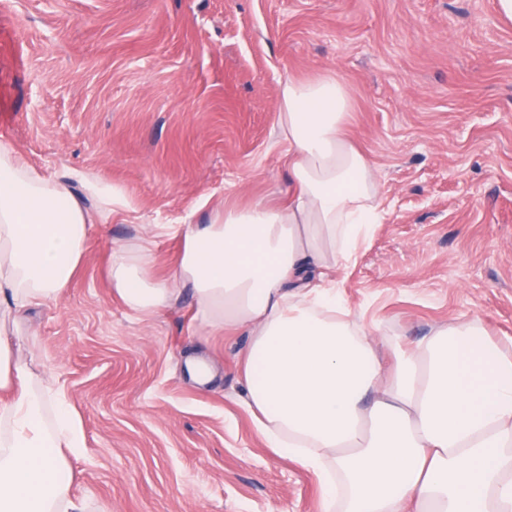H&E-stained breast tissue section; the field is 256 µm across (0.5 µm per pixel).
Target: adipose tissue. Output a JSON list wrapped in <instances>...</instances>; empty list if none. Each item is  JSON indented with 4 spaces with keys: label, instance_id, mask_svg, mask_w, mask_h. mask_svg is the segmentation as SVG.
Returning <instances> with one entry per match:
<instances>
[{
    "label": "adipose tissue",
    "instance_id": "obj_1",
    "mask_svg": "<svg viewBox=\"0 0 512 512\" xmlns=\"http://www.w3.org/2000/svg\"><path fill=\"white\" fill-rule=\"evenodd\" d=\"M277 102L287 204L175 227L182 251L163 279L149 238L115 248L114 294L142 318L187 297L204 334L247 332L241 402L268 448L317 476L316 512H512V353L467 316L410 343L359 324L336 271L368 242L381 198L346 134L348 86L290 78ZM80 183L0 143V512H83L71 493L81 420L17 344L27 313L69 287L91 226L134 208L112 185Z\"/></svg>",
    "mask_w": 512,
    "mask_h": 512
}]
</instances>
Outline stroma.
Segmentation results:
<instances>
[{
    "instance_id": "1",
    "label": "stroma",
    "mask_w": 512,
    "mask_h": 512,
    "mask_svg": "<svg viewBox=\"0 0 512 512\" xmlns=\"http://www.w3.org/2000/svg\"><path fill=\"white\" fill-rule=\"evenodd\" d=\"M343 77L348 136L385 209L337 274L352 309L416 339L461 315L512 346V20L495 0H10L0 11V142L78 171L134 211L94 225L21 357L60 381L86 435V512H315L316 476L274 455L239 403L245 331L205 336L189 300L151 318L112 291V250L168 224L283 203L277 89ZM196 356L214 372L195 381Z\"/></svg>"
}]
</instances>
